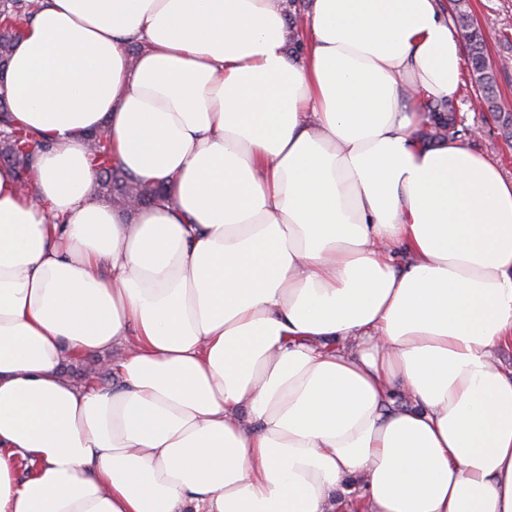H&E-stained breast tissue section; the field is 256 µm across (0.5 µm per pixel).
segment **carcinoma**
<instances>
[{"label": "carcinoma", "instance_id": "carcinoma-1", "mask_svg": "<svg viewBox=\"0 0 512 512\" xmlns=\"http://www.w3.org/2000/svg\"><path fill=\"white\" fill-rule=\"evenodd\" d=\"M33 6V0H0V79L3 78L16 43L24 34L25 24L35 14ZM450 17L457 35L467 47L469 76L479 90L477 99L481 110L495 117L500 106L494 92L495 75L486 60L485 37L474 26L466 0H451ZM420 106L428 116L426 127L418 134L423 143L462 140L471 133V129L448 100H423ZM7 112L4 93L0 92V114L3 115L0 120V163H7L14 168L20 188L29 193L32 189L30 173L34 163L32 145L36 144L37 137L29 130L13 125ZM88 141V152L97 168V178L92 187L94 195H105L114 206L122 210L165 198L164 186L144 184L116 164L109 142L102 139L101 135L91 134Z\"/></svg>", "mask_w": 512, "mask_h": 512}]
</instances>
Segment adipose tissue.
<instances>
[{"label": "adipose tissue", "mask_w": 512, "mask_h": 512, "mask_svg": "<svg viewBox=\"0 0 512 512\" xmlns=\"http://www.w3.org/2000/svg\"><path fill=\"white\" fill-rule=\"evenodd\" d=\"M47 0L5 78L0 512H512V180L425 145L444 0ZM140 43L137 54L128 46ZM168 202L96 200L86 137ZM345 340L356 350L332 346ZM119 349L117 382L65 362ZM7 112L4 93L0 92V114H4L0 130V163H7L14 168L20 188L29 194L33 186L30 173L34 163L31 145L37 144V137L29 130L13 125ZM105 355H109L108 353ZM104 354L91 352L72 360L65 368L67 377L76 383H85L91 379H99L112 384V378L100 379L98 372L103 364Z\"/></svg>", "instance_id": "obj_1"}]
</instances>
